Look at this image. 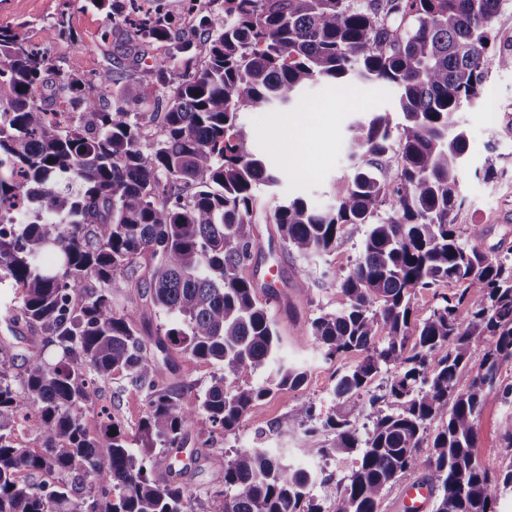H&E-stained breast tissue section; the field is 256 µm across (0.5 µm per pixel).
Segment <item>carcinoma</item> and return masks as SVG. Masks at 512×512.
I'll return each mask as SVG.
<instances>
[{"label":"carcinoma","mask_w":512,"mask_h":512,"mask_svg":"<svg viewBox=\"0 0 512 512\" xmlns=\"http://www.w3.org/2000/svg\"><path fill=\"white\" fill-rule=\"evenodd\" d=\"M88 2L203 65L190 79L164 62L147 78L119 77L109 58L86 82L51 72L43 50L0 25V286L15 289L5 321L27 329L35 350L20 380L0 358V512H196L185 493L191 468L153 453L156 445L185 447L201 416L232 431L256 401L305 383L306 370L277 357L281 336L246 274L256 190L279 177L238 117L295 105L312 83L360 81L399 90L397 142L383 114L355 122L353 174L335 206L296 198L273 214L280 238L303 257L344 246L349 225L366 227L354 267L336 272L344 306L310 328L327 359L363 354L337 380L336 413L325 422L334 437L321 452L360 450L336 512H379L387 486L424 446L434 512H495L499 493L512 490V466L492 475L474 448L486 397L512 362V253L493 256L461 239L466 136L453 116L480 98L492 25L509 0H224L222 23L201 16L196 39L168 26L158 0ZM47 31L71 33L69 16L56 15ZM51 81L71 94L73 111L50 114L34 102ZM150 84L169 89L165 110L150 115L161 127L154 139L143 135V113L129 110ZM439 284L452 293L416 321L413 291ZM133 286L170 318L152 339L156 350L214 360L234 375L272 362L268 384L227 389L221 377L188 396L190 386L161 374L135 314L114 309ZM475 356L477 371L457 389ZM384 369L394 373L368 399L372 428L362 437L353 418ZM115 379L145 393L139 457L110 416L98 438L86 434L91 387ZM21 422L38 448L15 442ZM296 426L316 433L311 407L288 413ZM314 481L257 445L225 464L224 489L201 512H327Z\"/></svg>","instance_id":"1"}]
</instances>
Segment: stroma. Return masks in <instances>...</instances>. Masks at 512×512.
<instances>
[{
    "instance_id": "1",
    "label": "stroma",
    "mask_w": 512,
    "mask_h": 512,
    "mask_svg": "<svg viewBox=\"0 0 512 512\" xmlns=\"http://www.w3.org/2000/svg\"><path fill=\"white\" fill-rule=\"evenodd\" d=\"M62 9L69 12L78 42L44 37L47 21ZM0 24L20 26L25 36L43 45L51 67L60 73L89 77L105 61L126 65L135 57L146 69L168 54L166 43L132 40L119 15L80 8L77 0H0ZM483 94L494 97L499 107L496 116H488L481 104L462 108L454 116L457 127L467 136L466 163L459 183L466 202L455 222L467 246L503 254L512 248V70L489 64ZM398 98L394 86L381 83H360L345 89L324 83L305 87L298 109L313 114L314 119L308 131L300 134L299 149L293 154L278 127L281 111L241 113L239 122L254 152L279 177L277 186H263L257 191L258 243L250 272L259 283L268 270H275L278 288L275 293L262 295L261 300L282 338L281 357L303 367L307 379L299 388L276 391L256 402L234 431L212 433L209 422L203 419L188 428L187 447L198 453L197 473L188 488L191 499L205 501L207 492L222 488L224 464L233 452L261 443L314 472L312 493L326 512H334L344 480L355 467L358 455H323V448L332 438L323 423L336 409L333 389L337 379L361 356L350 353L335 360L325 359L311 343L309 324L320 313L343 307L344 298L331 273L355 265L364 229L347 226L345 246L303 258L280 240L271 218L278 206L296 198L306 199L323 210L331 208L337 184L352 172L346 151L350 125L375 113L388 115L392 124H400ZM489 167L494 173L488 177L484 171ZM300 276L307 282L301 292L294 288ZM12 297V289L0 288V348L13 355L12 371L20 377L29 368L32 354L26 348L24 331L10 330L3 320ZM158 365L170 381L190 380L199 392L218 377L233 389L265 385L273 374L272 366L267 364L228 375L221 364L192 360L176 349L159 359ZM300 404L311 406L314 421L320 426L317 434L307 436L302 430L289 429L288 414ZM145 410L143 393L126 381L99 384L84 408L87 433L97 437L102 420L108 417L124 433L130 447L140 449ZM511 419L512 404L504 403L498 390L491 392L479 416L480 438L475 450L479 464L490 473L512 465V442L504 435V425Z\"/></svg>"
}]
</instances>
